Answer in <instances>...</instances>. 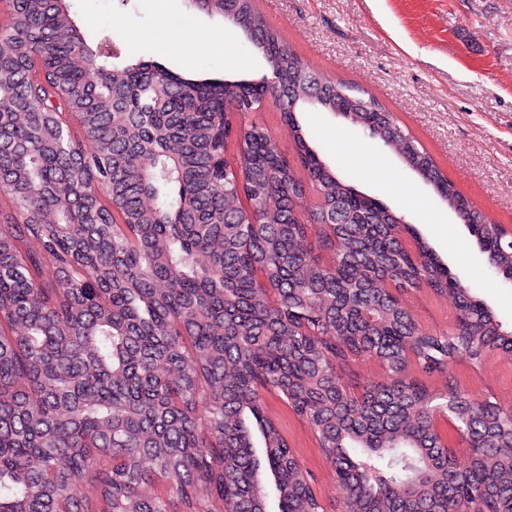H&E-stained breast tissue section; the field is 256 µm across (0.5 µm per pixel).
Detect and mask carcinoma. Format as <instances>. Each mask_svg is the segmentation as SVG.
<instances>
[{"label": "carcinoma", "instance_id": "obj_1", "mask_svg": "<svg viewBox=\"0 0 512 512\" xmlns=\"http://www.w3.org/2000/svg\"><path fill=\"white\" fill-rule=\"evenodd\" d=\"M190 7L239 29L274 81L118 63L68 0L6 2L0 512H88L71 496L79 481L104 512H202L211 497L227 512H324L264 390L317 434L346 512H512L509 409L452 376L439 395L409 376L445 372L454 352H511L512 332L422 237L402 242L398 218L330 168L297 113L340 114L381 141L512 280L501 226L366 90L309 69L255 0ZM268 95L294 161L267 127L224 125ZM310 186L317 201L301 210ZM422 287L454 298L451 334L401 302ZM354 357L387 375L360 399L339 378ZM441 408L472 448L465 469L441 447Z\"/></svg>", "mask_w": 512, "mask_h": 512}]
</instances>
